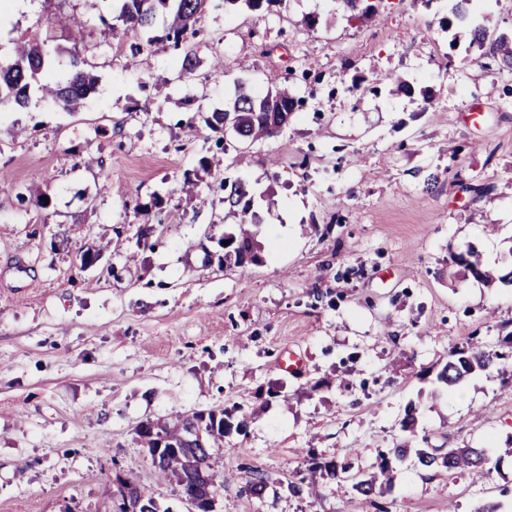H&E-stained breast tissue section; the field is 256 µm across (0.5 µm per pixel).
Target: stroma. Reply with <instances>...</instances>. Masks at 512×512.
<instances>
[{
  "label": "stroma",
  "mask_w": 512,
  "mask_h": 512,
  "mask_svg": "<svg viewBox=\"0 0 512 512\" xmlns=\"http://www.w3.org/2000/svg\"><path fill=\"white\" fill-rule=\"evenodd\" d=\"M117 6L0 0V54L36 31L54 74L76 46L98 79L79 111L35 89L28 109L0 112V512H113L118 474L187 512L135 429L210 408L247 421L219 451L216 512H512V364L452 394L435 380L468 336L492 347L512 334V287L454 260L468 245L512 271V71L468 34L452 40L450 0H381L363 21L343 0H285L207 10L187 39L193 73L161 43L140 72L130 59L145 34L100 35ZM389 72L412 93L376 87ZM284 79L306 101L290 125L252 143L243 167L224 140L219 174L249 184L262 246L259 264L225 267L212 255L228 230L220 193L201 205L179 185L214 151L204 118L236 83ZM34 183L47 208L19 200ZM157 222L136 247L138 226ZM92 246L103 255L82 266ZM291 354L292 374L279 365ZM411 403L413 447H487L489 475L407 460L393 493L367 498L347 474L311 470H369ZM257 471L259 499L246 490ZM300 480L318 499L289 490Z\"/></svg>",
  "instance_id": "stroma-1"
}]
</instances>
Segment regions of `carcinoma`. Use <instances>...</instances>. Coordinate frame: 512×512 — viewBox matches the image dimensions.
<instances>
[{
  "instance_id": "cac0c4a2",
  "label": "carcinoma",
  "mask_w": 512,
  "mask_h": 512,
  "mask_svg": "<svg viewBox=\"0 0 512 512\" xmlns=\"http://www.w3.org/2000/svg\"><path fill=\"white\" fill-rule=\"evenodd\" d=\"M215 0H123L122 17L125 30L148 31L156 21L159 9L168 10L169 22L163 27L160 40L169 43L174 49L181 48L186 34L194 29L201 16ZM471 0H456L451 9V17L446 19V29L455 26L466 28L471 43L484 49V54L494 59L499 66L512 70V35H489L488 29L474 20L467 5ZM51 50L36 34H30L23 41L15 43L13 54L0 58V109L13 107L23 110L29 107L31 84L38 83V90L56 99L63 109L71 111L95 91L97 78L82 68L84 61L79 52H71V70L62 77H42L49 69ZM305 99L297 96L290 88L282 87L261 96L252 89L240 85L236 89L232 108L214 111L205 117L206 125L221 134L218 143H223L224 125L231 126L240 143L254 142L274 136L288 127L293 115L304 107ZM216 189L224 194V217L235 219V229L224 233L222 255L218 256L221 265L244 266L260 261L261 245L255 233L248 228L258 223L257 214L251 209L249 186L241 179L219 181ZM465 267L474 278L492 285L499 282L512 285V271L500 274L488 270L478 261H466ZM509 351L482 350L478 347L457 349L436 374V380L447 390L452 391L468 378L482 372L499 369L512 359V335L502 340ZM247 421H231V416L222 409H202L187 415H179L174 420L157 419L141 423L136 434L144 448L157 447V441L166 439L175 447L159 456H150L159 474L179 487L182 498L206 494L207 484L201 481L197 471L191 469L189 459L200 457L206 460V468L212 477V486L223 484L213 469L214 449L223 447L224 436L246 431ZM410 452L408 442L399 441L390 449V454L380 456L378 472L367 478H355L353 488L362 496L372 497L393 489L394 467L391 459L401 461ZM413 465L421 469H435L446 474L467 471L478 481L486 474L488 456L486 449L463 446L448 448L417 449Z\"/></svg>"
}]
</instances>
